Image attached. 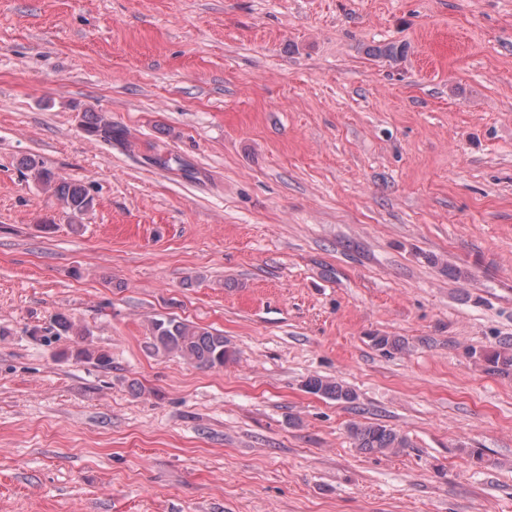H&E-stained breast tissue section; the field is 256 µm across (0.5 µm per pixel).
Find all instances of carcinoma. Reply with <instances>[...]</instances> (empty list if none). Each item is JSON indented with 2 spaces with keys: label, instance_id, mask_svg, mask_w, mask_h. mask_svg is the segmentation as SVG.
Listing matches in <instances>:
<instances>
[{
  "label": "carcinoma",
  "instance_id": "1",
  "mask_svg": "<svg viewBox=\"0 0 512 512\" xmlns=\"http://www.w3.org/2000/svg\"><path fill=\"white\" fill-rule=\"evenodd\" d=\"M83 129L108 143L124 137L122 131L112 126L111 118L102 112L85 113ZM24 165L35 181L52 192L68 218H78L93 209L94 198L85 186L57 178L34 158L26 159ZM56 324L61 332L82 340L90 335L88 328L75 324L63 315L57 316ZM150 333L155 352L174 355L199 368H220L235 356V351L223 334L192 323L168 317L155 318L151 321ZM75 357L93 360L102 367L111 365L108 354L86 347L76 348ZM479 359L486 364L487 370L503 376L511 375L512 338L499 340L495 349L479 353ZM305 388L337 402L352 403L356 400L355 392L349 387L318 376L309 378ZM348 434L354 447L366 454L386 455L411 447L406 435L379 423H353L348 426Z\"/></svg>",
  "mask_w": 512,
  "mask_h": 512
}]
</instances>
